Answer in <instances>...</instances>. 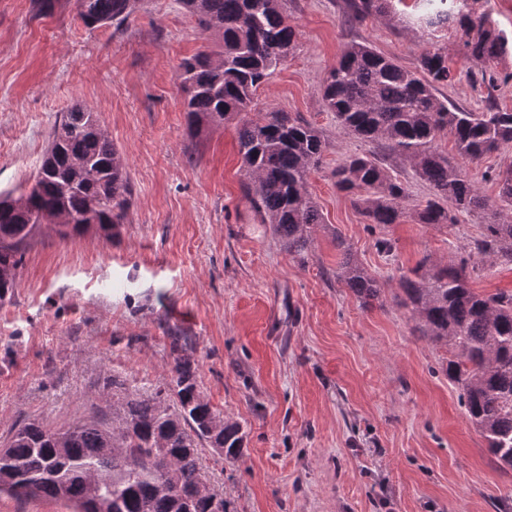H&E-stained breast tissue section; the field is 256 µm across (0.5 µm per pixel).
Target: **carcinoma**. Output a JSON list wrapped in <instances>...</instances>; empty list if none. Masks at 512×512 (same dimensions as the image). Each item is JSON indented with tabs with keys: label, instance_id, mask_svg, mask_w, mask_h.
Listing matches in <instances>:
<instances>
[{
	"label": "carcinoma",
	"instance_id": "carcinoma-1",
	"mask_svg": "<svg viewBox=\"0 0 512 512\" xmlns=\"http://www.w3.org/2000/svg\"><path fill=\"white\" fill-rule=\"evenodd\" d=\"M395 0H346V15L362 23L385 17ZM138 0H76L87 27L127 23ZM214 47L180 64L189 133L204 125L235 123L238 153L249 178L248 195L261 223L271 225L289 254L305 259L322 216L308 190L325 152L319 131L286 112H253L260 86L287 62L296 27L282 0H179ZM406 25L434 36L453 30L457 56L477 68L489 94L483 110L461 108L438 96L455 70L448 55L424 51L407 69L366 42L348 43L322 83V99L349 135L408 162L432 189L411 213L417 224L446 226L457 213H484L487 224L470 252L492 268L512 262V161L494 175L497 200L481 194L463 163L512 148V112L492 91V66L509 51L482 0H454L451 7L409 16ZM451 136L456 157L438 151ZM336 188L352 194L370 224H398L405 217L406 185L378 153L356 154L336 165ZM132 196L126 162L96 112L76 105L55 124L30 189L0 194V302L9 298L16 271L36 228L53 224L61 237L96 229L109 238L124 223ZM342 257L336 279L363 303L378 298L380 283L337 240ZM401 304L415 330L447 347L445 371L457 385L466 414L491 455L512 468V292L481 295L470 288L467 262L426 257L403 277ZM171 375L147 396L112 399V424L101 420L51 430L36 420L15 425L0 447V493L16 499L46 497L77 512H211L210 491L200 478L199 447L242 455L245 432L201 395L182 338L171 337ZM170 467L172 489L161 484L160 463Z\"/></svg>",
	"mask_w": 512,
	"mask_h": 512
}]
</instances>
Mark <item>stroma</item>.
Returning a JSON list of instances; mask_svg holds the SVG:
<instances>
[{
	"label": "stroma",
	"mask_w": 512,
	"mask_h": 512,
	"mask_svg": "<svg viewBox=\"0 0 512 512\" xmlns=\"http://www.w3.org/2000/svg\"><path fill=\"white\" fill-rule=\"evenodd\" d=\"M282 3L297 46L255 109L297 114L325 142L309 176L323 225L303 260L247 199L234 125L187 132L179 65L206 39L176 0H140L118 29L85 27L75 0H0V191L33 179L76 104L97 112L133 190L111 237L43 226L26 250L0 302V440L27 419L58 429L111 410L116 379L151 392L177 330L202 395L246 433L236 462L200 452L203 479L237 512H512V470L468 420L445 346L400 304L401 277L427 256L459 262L482 218L367 225L332 171L370 146L321 94L348 42L412 69L427 48L455 56V35L350 25L345 0ZM341 240L380 281L378 299L337 282Z\"/></svg>",
	"instance_id": "obj_1"
}]
</instances>
